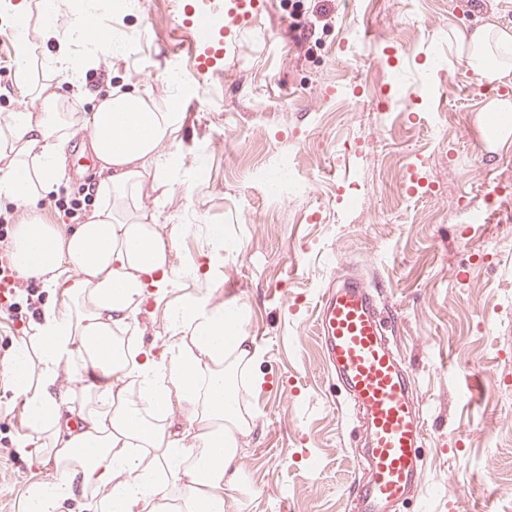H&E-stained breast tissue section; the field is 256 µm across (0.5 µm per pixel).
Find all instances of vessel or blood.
<instances>
[{"label":"vessel or blood","mask_w":512,"mask_h":512,"mask_svg":"<svg viewBox=\"0 0 512 512\" xmlns=\"http://www.w3.org/2000/svg\"><path fill=\"white\" fill-rule=\"evenodd\" d=\"M261 8L259 0H225L224 24L192 42L201 76L224 69V43ZM388 322L375 292L358 276L329 286L316 305L315 328L323 357L367 427L363 463L368 479L355 492L352 512H396L424 474L419 448L425 425L416 381L391 348Z\"/></svg>","instance_id":"vessel-or-blood-1"}]
</instances>
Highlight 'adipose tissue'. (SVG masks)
Segmentation results:
<instances>
[{
	"label": "adipose tissue",
	"instance_id": "1",
	"mask_svg": "<svg viewBox=\"0 0 512 512\" xmlns=\"http://www.w3.org/2000/svg\"><path fill=\"white\" fill-rule=\"evenodd\" d=\"M101 9L102 0H80L64 38L56 12H43L40 35L57 44L52 73L74 77L103 51L123 54L122 42L98 28ZM458 43L486 82L512 75V32L480 26ZM37 96L40 111L11 113L0 129V198L31 206L13 232L19 272L46 288L71 272L74 308L64 315L44 306L9 368L26 401L16 447L44 448L52 471L29 487L25 512H224L225 489L241 480L239 438L253 427L241 390L256 376L260 349L230 334L233 312L213 307L208 292H182L199 272L173 263V232L123 213L145 180L167 185L165 147L181 115L151 110L131 93L101 102L90 146L106 201L67 229L46 223L34 205L58 182L64 132L76 119L59 111L50 83ZM158 312L171 336L157 358L138 347V317ZM75 390L86 402L68 423L62 394Z\"/></svg>",
	"mask_w": 512,
	"mask_h": 512
}]
</instances>
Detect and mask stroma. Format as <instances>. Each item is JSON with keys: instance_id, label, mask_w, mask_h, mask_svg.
Returning <instances> with one entry per match:
<instances>
[{"instance_id": "1", "label": "stroma", "mask_w": 512, "mask_h": 512, "mask_svg": "<svg viewBox=\"0 0 512 512\" xmlns=\"http://www.w3.org/2000/svg\"><path fill=\"white\" fill-rule=\"evenodd\" d=\"M267 9L227 49L220 79L200 81L173 0H139L105 18L134 41L103 54L78 84L51 77L80 116L69 128L59 184L37 207L70 224L103 202L89 142L98 82L136 92L183 117L173 151L187 171L164 200L144 184L139 207L178 225L175 262L201 267L212 305L242 313L239 331L262 351L258 385L242 390L254 418L241 437L242 485L226 512H350L362 481L353 453L358 422L335 389L315 334L326 286L357 273L393 316V344L423 401L426 478L408 512H512V209L490 217L497 191L512 193V145L479 156L472 120L485 102L457 48L459 33L512 14L502 0H266ZM13 21L0 13V123L38 111L15 69ZM179 66L188 86L167 80ZM397 109L392 126L377 102ZM296 158L309 194L265 197L250 170ZM224 230V251L209 230ZM26 408L0 364V440L14 443ZM36 458L0 456V512H21Z\"/></svg>"}]
</instances>
